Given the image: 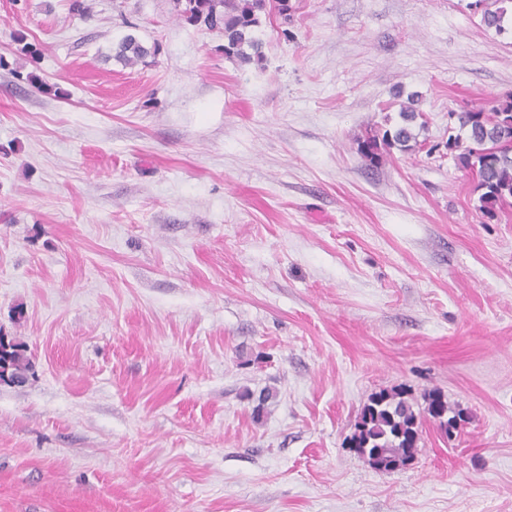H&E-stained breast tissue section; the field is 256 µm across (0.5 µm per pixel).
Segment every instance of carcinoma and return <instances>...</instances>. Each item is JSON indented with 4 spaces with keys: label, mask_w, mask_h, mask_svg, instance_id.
Returning a JSON list of instances; mask_svg holds the SVG:
<instances>
[{
    "label": "carcinoma",
    "mask_w": 512,
    "mask_h": 512,
    "mask_svg": "<svg viewBox=\"0 0 512 512\" xmlns=\"http://www.w3.org/2000/svg\"><path fill=\"white\" fill-rule=\"evenodd\" d=\"M512 0H475L489 28L506 32L505 17ZM177 15L188 25L224 34V54L244 63L263 60L262 43L254 37L261 19L273 13L288 16V0H174ZM158 52L133 34L125 35L115 48V59L132 64ZM414 95L402 104L403 124L382 135L357 140V151L367 167H376L393 148L410 152L422 147L413 124L420 117ZM464 135L448 138V151L458 168L475 176L478 210L487 218L512 205V96L490 109L474 107L457 114ZM31 368L21 344L0 336V383L20 384ZM425 411L439 430L449 434L463 420V412L448 406L438 389L424 395ZM420 414L400 388L374 393L362 406L347 446L379 471H393L414 460L420 439Z\"/></svg>",
    "instance_id": "1"
}]
</instances>
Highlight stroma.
I'll use <instances>...</instances> for the list:
<instances>
[{"label": "stroma", "mask_w": 512, "mask_h": 512, "mask_svg": "<svg viewBox=\"0 0 512 512\" xmlns=\"http://www.w3.org/2000/svg\"><path fill=\"white\" fill-rule=\"evenodd\" d=\"M85 2L0 0V335L33 364L0 384V512H512V207L445 148L512 94V34L290 0L244 64L172 0ZM130 33L158 51L126 67ZM400 89L425 146L365 168ZM397 385L464 419L378 471L344 442Z\"/></svg>", "instance_id": "35a3bbf8"}]
</instances>
